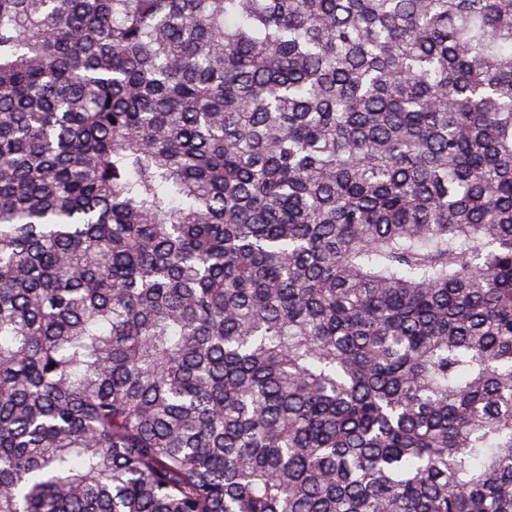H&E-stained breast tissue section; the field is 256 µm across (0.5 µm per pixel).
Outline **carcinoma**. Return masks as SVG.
<instances>
[{"label":"carcinoma","instance_id":"1","mask_svg":"<svg viewBox=\"0 0 512 512\" xmlns=\"http://www.w3.org/2000/svg\"><path fill=\"white\" fill-rule=\"evenodd\" d=\"M0 512H512V0H0Z\"/></svg>","mask_w":512,"mask_h":512}]
</instances>
